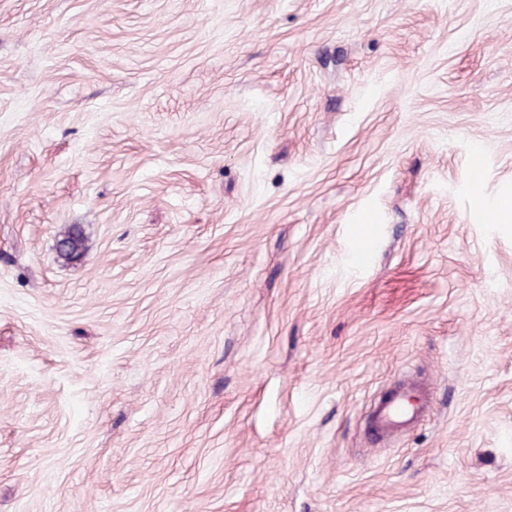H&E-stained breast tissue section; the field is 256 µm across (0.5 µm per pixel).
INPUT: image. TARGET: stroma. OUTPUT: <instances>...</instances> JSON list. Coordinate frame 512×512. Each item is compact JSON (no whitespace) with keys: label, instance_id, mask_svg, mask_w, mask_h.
<instances>
[{"label":"stroma","instance_id":"obj_1","mask_svg":"<svg viewBox=\"0 0 512 512\" xmlns=\"http://www.w3.org/2000/svg\"><path fill=\"white\" fill-rule=\"evenodd\" d=\"M509 200L512 0H0V512H512ZM411 398L407 393H398L384 402L382 396L375 401L368 415L371 432L384 438L401 432L416 422L421 416L423 406L415 409Z\"/></svg>","mask_w":512,"mask_h":512}]
</instances>
